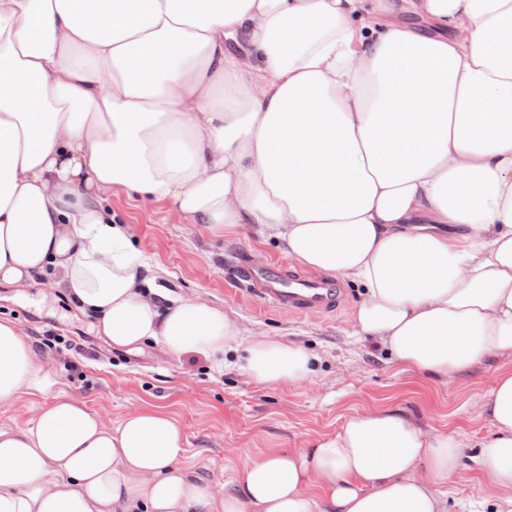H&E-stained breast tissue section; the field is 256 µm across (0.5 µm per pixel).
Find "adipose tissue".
I'll use <instances>...</instances> for the list:
<instances>
[{"label":"adipose tissue","instance_id":"1","mask_svg":"<svg viewBox=\"0 0 512 512\" xmlns=\"http://www.w3.org/2000/svg\"><path fill=\"white\" fill-rule=\"evenodd\" d=\"M124 190L194 224H258L360 286L352 329L445 378L512 357V0H0V286L49 275L113 349L232 348L242 329L148 274ZM252 338L253 382L309 380ZM51 385L0 320V402ZM474 459L512 512V368ZM466 445L385 409L246 462L215 493L175 415L77 401L0 427V512H448Z\"/></svg>","mask_w":512,"mask_h":512}]
</instances>
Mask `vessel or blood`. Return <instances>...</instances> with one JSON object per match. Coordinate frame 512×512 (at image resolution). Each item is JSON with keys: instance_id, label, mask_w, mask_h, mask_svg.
Segmentation results:
<instances>
[{"instance_id": "vessel-or-blood-1", "label": "vessel or blood", "mask_w": 512, "mask_h": 512, "mask_svg": "<svg viewBox=\"0 0 512 512\" xmlns=\"http://www.w3.org/2000/svg\"><path fill=\"white\" fill-rule=\"evenodd\" d=\"M243 276L269 304L291 313L329 312L339 302L335 282L321 276L286 272L281 267L245 266Z\"/></svg>"}]
</instances>
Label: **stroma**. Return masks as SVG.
I'll return each instance as SVG.
<instances>
[{
	"instance_id": "35a3bbf8",
	"label": "stroma",
	"mask_w": 512,
	"mask_h": 512,
	"mask_svg": "<svg viewBox=\"0 0 512 512\" xmlns=\"http://www.w3.org/2000/svg\"><path fill=\"white\" fill-rule=\"evenodd\" d=\"M110 206L130 226L132 242L154 272L179 294L221 309L249 336H267L306 347L315 357L311 380L294 387L251 381L234 352L216 357L173 354L149 340L132 350H115L65 293L41 286L17 295L0 286V318L15 320L54 384L36 396L0 403V427L29 428L38 407L57 398L80 401L109 426L153 406L180 421L186 457L194 472L214 488L232 483L235 472L258 452L302 448L318 434H330L355 413L389 409L425 425L457 433L472 443L495 431L481 412L497 365L488 361L448 380L402 370L389 362L378 342L355 335L349 325L360 301L358 288L340 281L335 313L291 315L261 300L240 275L241 265L260 259L297 270L296 262L258 225L222 232L186 223L168 204L112 194ZM449 512H475L487 503L481 473L464 457L445 485Z\"/></svg>"
}]
</instances>
